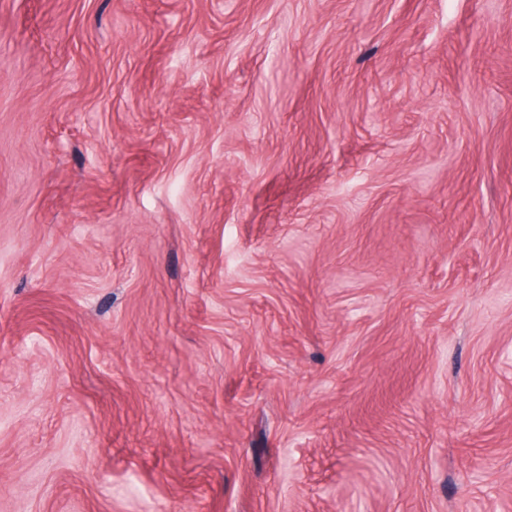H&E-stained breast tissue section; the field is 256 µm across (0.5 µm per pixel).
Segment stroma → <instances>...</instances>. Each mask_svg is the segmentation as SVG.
Returning <instances> with one entry per match:
<instances>
[{
	"label": "stroma",
	"mask_w": 512,
	"mask_h": 512,
	"mask_svg": "<svg viewBox=\"0 0 512 512\" xmlns=\"http://www.w3.org/2000/svg\"><path fill=\"white\" fill-rule=\"evenodd\" d=\"M0 512H512V0H0Z\"/></svg>",
	"instance_id": "1"
}]
</instances>
